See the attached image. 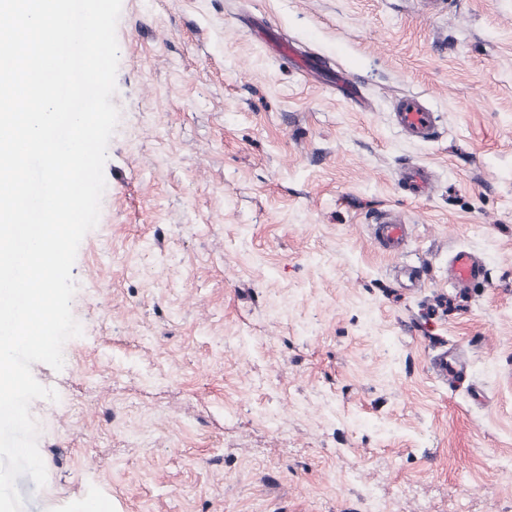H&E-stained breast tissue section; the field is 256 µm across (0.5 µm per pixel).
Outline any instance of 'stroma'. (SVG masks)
<instances>
[{
    "label": "stroma",
    "mask_w": 512,
    "mask_h": 512,
    "mask_svg": "<svg viewBox=\"0 0 512 512\" xmlns=\"http://www.w3.org/2000/svg\"><path fill=\"white\" fill-rule=\"evenodd\" d=\"M117 40L83 334L32 366L59 398L30 405L24 512H512V0H122ZM406 95L437 138L396 127ZM460 248L487 271L464 291ZM401 179L407 190L415 197H424L431 190L429 169L422 165H409L404 168ZM407 235V224L391 214L378 217L374 224V237L387 250L399 249L404 244ZM433 370L439 377L454 381L465 374L466 365L454 353L445 351L434 360Z\"/></svg>",
    "instance_id": "35a3bbf8"
}]
</instances>
